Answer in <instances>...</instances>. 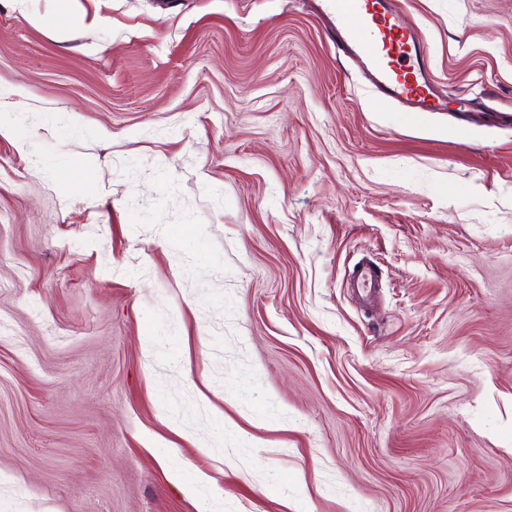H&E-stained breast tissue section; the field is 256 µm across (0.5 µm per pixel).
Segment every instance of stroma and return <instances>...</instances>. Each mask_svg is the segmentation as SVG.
Here are the masks:
<instances>
[{
    "label": "stroma",
    "instance_id": "stroma-1",
    "mask_svg": "<svg viewBox=\"0 0 512 512\" xmlns=\"http://www.w3.org/2000/svg\"><path fill=\"white\" fill-rule=\"evenodd\" d=\"M395 4L472 112L311 0H0V512H512V0ZM343 54L361 60L381 104L416 112L448 108L430 79L429 55L415 29L402 26L393 0H315ZM351 284L353 288L369 289V292L378 288L379 275L377 269L369 263L358 264L352 272Z\"/></svg>",
    "mask_w": 512,
    "mask_h": 512
}]
</instances>
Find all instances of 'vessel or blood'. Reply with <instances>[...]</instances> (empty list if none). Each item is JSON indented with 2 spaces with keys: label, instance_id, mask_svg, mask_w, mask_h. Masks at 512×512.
Returning <instances> with one entry per match:
<instances>
[{
  "label": "vessel or blood",
  "instance_id": "vessel-or-blood-1",
  "mask_svg": "<svg viewBox=\"0 0 512 512\" xmlns=\"http://www.w3.org/2000/svg\"><path fill=\"white\" fill-rule=\"evenodd\" d=\"M329 33L343 54L361 60L367 79L382 104L397 103L416 112L447 107L433 84L429 55L415 29L396 18L393 0H316ZM356 288L379 284L376 268L359 264L351 275Z\"/></svg>",
  "mask_w": 512,
  "mask_h": 512
}]
</instances>
